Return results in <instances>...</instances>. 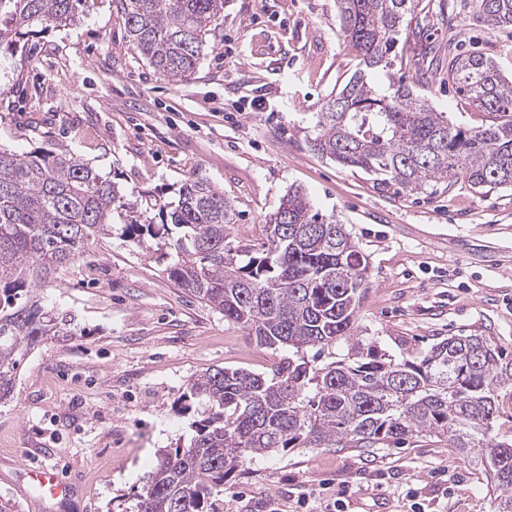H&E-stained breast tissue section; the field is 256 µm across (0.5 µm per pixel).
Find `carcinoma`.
<instances>
[{
  "instance_id": "cac0c4a2",
  "label": "carcinoma",
  "mask_w": 512,
  "mask_h": 512,
  "mask_svg": "<svg viewBox=\"0 0 512 512\" xmlns=\"http://www.w3.org/2000/svg\"><path fill=\"white\" fill-rule=\"evenodd\" d=\"M493 26L512 25V0H475ZM90 0H0V43L68 28ZM416 0H336L357 66L322 103L312 147L379 184L421 191L463 179L512 188V80L482 54L448 58V80L490 116L469 128L400 78L392 54ZM129 42L161 77L186 81L224 15V0H126ZM389 76L380 92L373 78ZM137 247L163 243L167 278L269 349H288L267 375L212 368L188 384L207 416L189 444L165 456L137 512H220L229 477L258 455L294 448H386L413 437L448 442L485 478L495 512H512V359L484 336H450L396 357L355 335L368 289L367 257L345 225L291 188L263 225L260 247L226 242L235 209L224 190L184 179L174 200L125 198L118 183L67 152L0 149V403L36 345L71 331L41 290L89 242L112 233L113 214ZM343 344V358L319 362ZM313 356H308L309 351Z\"/></svg>"
}]
</instances>
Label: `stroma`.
Wrapping results in <instances>:
<instances>
[{
	"instance_id": "stroma-1",
	"label": "stroma",
	"mask_w": 512,
	"mask_h": 512,
	"mask_svg": "<svg viewBox=\"0 0 512 512\" xmlns=\"http://www.w3.org/2000/svg\"><path fill=\"white\" fill-rule=\"evenodd\" d=\"M407 23L395 75L450 121L484 125L430 58L476 50L512 75V28L484 22L474 0H418ZM31 44L0 96L1 148L71 150L132 201L169 199L201 178L234 202V247L260 243L281 198L301 188L368 258L361 336L408 356L439 337L477 335L512 357V190L380 186L312 147L323 101L356 67L336 0H224L184 82L132 50L119 0H90L81 22ZM164 265L163 250L134 247L116 225L44 289L75 329L35 347L0 403V500L18 512H136L149 472L203 417V404L184 405L190 380L215 367L267 374L278 362ZM33 464L55 467L71 497H41ZM223 500L224 512H494L473 465L425 438L259 455Z\"/></svg>"
}]
</instances>
